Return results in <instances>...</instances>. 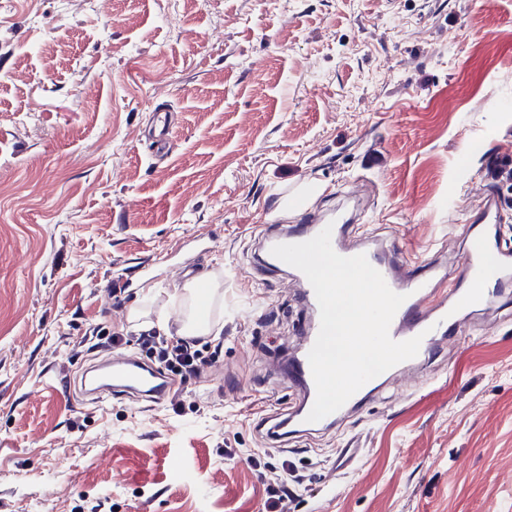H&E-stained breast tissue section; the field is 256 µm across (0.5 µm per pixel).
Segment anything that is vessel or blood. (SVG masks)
<instances>
[{
	"mask_svg": "<svg viewBox=\"0 0 512 512\" xmlns=\"http://www.w3.org/2000/svg\"><path fill=\"white\" fill-rule=\"evenodd\" d=\"M479 223L484 224L481 232H469L464 260L458 267L463 281L456 287L452 298L437 296L435 287L442 282L439 270L421 265L397 263L394 253L406 250L405 243L394 242L391 252L377 249L366 250L365 255L370 264L384 277L388 286L403 294L404 303L396 312L390 325V336L397 341L421 337L420 355L426 356L448 334V321L455 308L476 307L486 302L495 293L501 291L505 281L500 268L479 265L478 260L487 256L496 244L489 231L490 225L499 223L500 216L493 203H486L479 211ZM320 328L319 322H312L301 332L297 374V388L302 401L289 419L281 421V428L301 433L333 427L337 417L328 415L311 422L307 416L316 398L308 354ZM103 382L93 389L92 396L99 402L120 397H137L155 404L163 403L172 393L174 386L169 377L155 366L146 364L134 356L117 354L113 359L101 365Z\"/></svg>",
	"mask_w": 512,
	"mask_h": 512,
	"instance_id": "vessel-or-blood-1",
	"label": "vessel or blood"
}]
</instances>
